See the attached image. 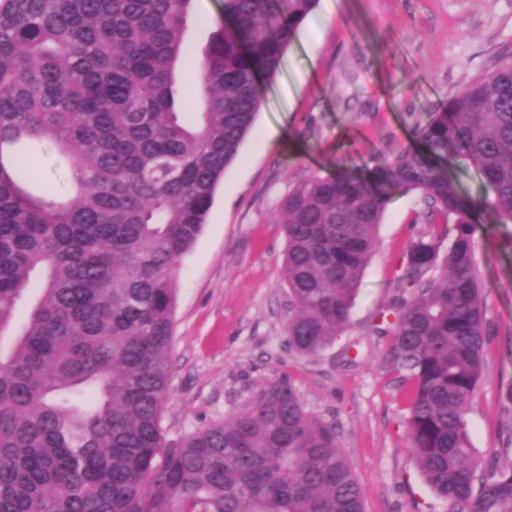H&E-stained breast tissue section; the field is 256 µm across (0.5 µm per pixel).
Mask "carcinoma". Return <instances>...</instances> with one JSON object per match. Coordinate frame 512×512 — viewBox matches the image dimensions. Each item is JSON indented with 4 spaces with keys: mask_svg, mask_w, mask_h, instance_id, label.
Listing matches in <instances>:
<instances>
[{
    "mask_svg": "<svg viewBox=\"0 0 512 512\" xmlns=\"http://www.w3.org/2000/svg\"><path fill=\"white\" fill-rule=\"evenodd\" d=\"M194 0H0V334L31 281L23 332L0 348V512H364L336 427L292 383L168 440L179 260L262 104L261 81L316 0H222L186 109ZM390 166L314 176L280 202L288 349L346 328L394 193L454 221L446 251L406 254L410 299L387 363L412 384L411 450L448 512H512V464L479 473L465 422L483 372L475 221L512 224V62L430 113ZM22 142L68 159L71 184L34 195ZM455 160L490 201L461 192ZM431 271L436 275L425 278Z\"/></svg>",
    "mask_w": 512,
    "mask_h": 512,
    "instance_id": "carcinoma-1",
    "label": "carcinoma"
}]
</instances>
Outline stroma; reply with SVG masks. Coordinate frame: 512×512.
<instances>
[{"label": "stroma", "mask_w": 512, "mask_h": 512, "mask_svg": "<svg viewBox=\"0 0 512 512\" xmlns=\"http://www.w3.org/2000/svg\"><path fill=\"white\" fill-rule=\"evenodd\" d=\"M253 128L224 172L208 221L179 262L167 439L238 412L289 378L336 427L365 512H447L420 474L406 415L411 384L391 369V308L406 296V251L452 237L423 192L391 197L347 328L314 355L289 352L281 200L312 176L389 166L429 112L512 61V0H318ZM474 264L485 283V361L465 419L483 470L512 464V224L484 213Z\"/></svg>", "instance_id": "35a3bbf8"}]
</instances>
